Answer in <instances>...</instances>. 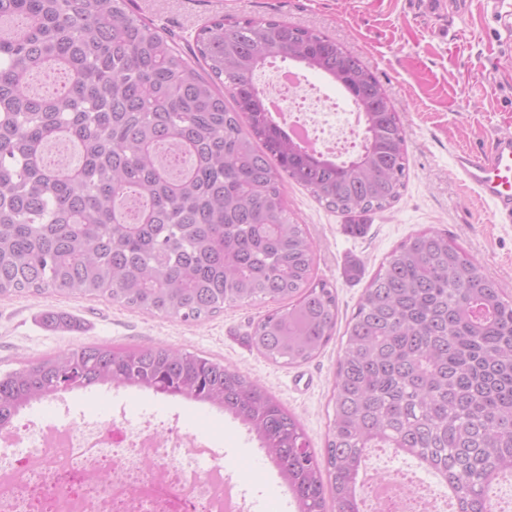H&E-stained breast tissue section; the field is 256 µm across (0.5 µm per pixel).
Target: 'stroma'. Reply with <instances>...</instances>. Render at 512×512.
<instances>
[{
    "instance_id": "obj_1",
    "label": "stroma",
    "mask_w": 512,
    "mask_h": 512,
    "mask_svg": "<svg viewBox=\"0 0 512 512\" xmlns=\"http://www.w3.org/2000/svg\"><path fill=\"white\" fill-rule=\"evenodd\" d=\"M134 14L171 35L183 52L195 47L202 25L215 16L273 17L315 29L342 43L379 77L406 133L409 177L401 200L366 217L363 234L345 230V219L319 205L303 187H286L288 212L314 242V272L336 284L338 334L313 361L272 363L250 348L251 324L266 304L225 308L197 323L154 316L107 302L46 293L0 300V372L98 342L118 347L166 344L212 357L261 383L301 423L316 452H323L333 416L331 396L339 334L386 255L419 231L448 233L479 260L483 272L512 299V223L495 222L488 207L453 170V155L479 149L498 131H512V42L483 0H466L457 38L420 17L409 0H132ZM361 269L350 277V265ZM66 313L72 328H51L44 318ZM70 412L36 404V415L61 425L88 420L139 426L153 417L158 428L218 432L215 452L238 483L250 512H298L297 504L254 433L230 415L182 405L179 398L126 387L103 386L69 394Z\"/></svg>"
}]
</instances>
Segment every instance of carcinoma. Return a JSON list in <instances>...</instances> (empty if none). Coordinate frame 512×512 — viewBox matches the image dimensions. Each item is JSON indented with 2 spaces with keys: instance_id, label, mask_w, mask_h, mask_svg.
I'll return each instance as SVG.
<instances>
[{
  "instance_id": "carcinoma-1",
  "label": "carcinoma",
  "mask_w": 512,
  "mask_h": 512,
  "mask_svg": "<svg viewBox=\"0 0 512 512\" xmlns=\"http://www.w3.org/2000/svg\"><path fill=\"white\" fill-rule=\"evenodd\" d=\"M327 76L354 103L363 143L316 155L265 110L254 81L275 60ZM44 75L55 85L39 90ZM78 148L76 165L45 157ZM408 174L405 131L377 76L323 33L275 18L216 17L184 56L127 0H0V298H105L200 322L274 302L251 348L294 366L336 331V285L316 277L314 243L288 216L307 189L361 234ZM336 363L323 460L298 419L223 362L157 344H84L0 375V428L26 405L115 384L190 397L254 431L299 512H359L360 472L393 448L453 487L454 512H491L512 474V301L479 262L427 229L367 284Z\"/></svg>"
}]
</instances>
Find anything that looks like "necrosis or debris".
Here are the masks:
<instances>
[{
	"label": "necrosis or debris",
	"mask_w": 512,
	"mask_h": 512,
	"mask_svg": "<svg viewBox=\"0 0 512 512\" xmlns=\"http://www.w3.org/2000/svg\"><path fill=\"white\" fill-rule=\"evenodd\" d=\"M266 92L282 122L314 150L340 156L359 145L352 111L298 70L271 73ZM209 446L176 427L159 433L148 420L134 432L118 419L107 429L15 422L0 429V512H246L223 466L191 467ZM368 492L377 512H439L418 488L397 501L374 476Z\"/></svg>",
	"instance_id": "4bbe7bcc"
}]
</instances>
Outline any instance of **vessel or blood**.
<instances>
[{
    "label": "vessel or blood",
    "mask_w": 512,
    "mask_h": 512,
    "mask_svg": "<svg viewBox=\"0 0 512 512\" xmlns=\"http://www.w3.org/2000/svg\"><path fill=\"white\" fill-rule=\"evenodd\" d=\"M461 180L486 202L493 217L512 222V132H496L479 150L454 156Z\"/></svg>",
    "instance_id": "vessel-or-blood-1"
}]
</instances>
